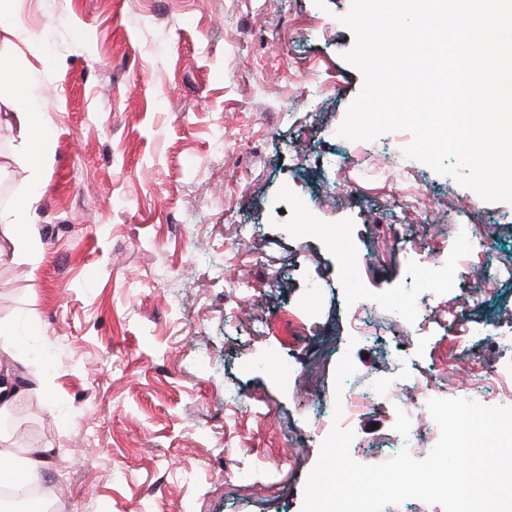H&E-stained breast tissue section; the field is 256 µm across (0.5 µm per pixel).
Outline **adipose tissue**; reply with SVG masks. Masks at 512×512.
Listing matches in <instances>:
<instances>
[{
    "instance_id": "ef3b65f1",
    "label": "adipose tissue",
    "mask_w": 512,
    "mask_h": 512,
    "mask_svg": "<svg viewBox=\"0 0 512 512\" xmlns=\"http://www.w3.org/2000/svg\"><path fill=\"white\" fill-rule=\"evenodd\" d=\"M9 120L22 136L23 161L31 182L35 185L40 184L45 170L53 162L52 151L47 141L48 125L42 102L31 100L13 108ZM38 200V195H30L27 207L17 209L6 218L12 230L9 242L13 247L14 256H27L33 259L38 256V230L29 219V208L36 205Z\"/></svg>"
}]
</instances>
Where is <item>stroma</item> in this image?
Returning <instances> with one entry per match:
<instances>
[{
  "instance_id": "35a3bbf8",
  "label": "stroma",
  "mask_w": 512,
  "mask_h": 512,
  "mask_svg": "<svg viewBox=\"0 0 512 512\" xmlns=\"http://www.w3.org/2000/svg\"><path fill=\"white\" fill-rule=\"evenodd\" d=\"M351 0H17L16 73L48 106L53 163L36 263L0 260V322L28 390L6 448L49 449L58 512H302L334 425L319 408L350 355L500 406L507 358L468 328L512 327V202L396 158L390 133L338 139L364 77ZM0 122V182L29 172ZM462 224L489 228L482 254ZM467 281L427 304L434 249ZM377 301L360 312L357 290ZM466 314L457 332L449 311ZM377 426L365 430L366 421ZM352 457L388 460L390 407L364 405ZM400 316L406 322H421L425 317V307L413 295L404 293L396 299Z\"/></svg>"
}]
</instances>
